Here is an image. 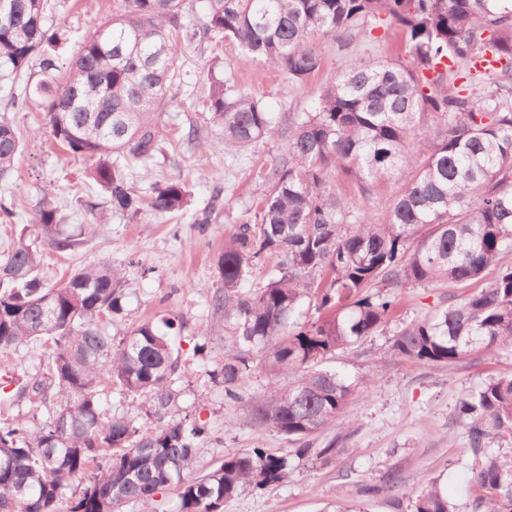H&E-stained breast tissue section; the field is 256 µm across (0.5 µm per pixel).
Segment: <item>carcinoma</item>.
Segmentation results:
<instances>
[{
  "label": "carcinoma",
  "instance_id": "obj_1",
  "mask_svg": "<svg viewBox=\"0 0 512 512\" xmlns=\"http://www.w3.org/2000/svg\"><path fill=\"white\" fill-rule=\"evenodd\" d=\"M0 24V86L10 105L44 103L58 146L90 162L87 176L105 196L84 202L134 217L184 212L191 186L177 178L135 190L127 171L161 151L158 122L181 83L180 40H232L252 60L303 87L322 67L316 37L339 41L373 19L403 31L408 62L369 59L320 88L318 107L288 129L280 160L254 215L236 225L218 260L223 287L224 360L214 375L225 397L261 358L284 381L249 398V422L296 445L298 458H332L341 449L345 404L354 384L322 367L336 350L384 329L396 311L388 286L447 283L472 288L492 266L494 279L398 330L400 359L442 367L489 350L512 351V0H204L205 18L186 0H117L112 20L86 34L68 68L48 0H10ZM492 56L493 86L473 91L476 62ZM38 66L43 79L18 80ZM465 81L461 87L456 80ZM68 108L57 97L72 90ZM224 149L240 151L271 132L260 99L215 79L204 101ZM22 148L19 129L0 117V181ZM354 188L336 191V175ZM398 186L378 212L364 206L378 183ZM75 245L56 210L42 208L33 232L0 255V357L21 345L46 350L42 377L17 381V393L46 410L39 423L0 421V512H155L172 490L177 512H220L224 500L282 482L290 460L253 448L224 455L199 472L209 423L172 415L180 352L174 335L145 320L120 341L110 332L123 310L124 274L108 260L53 285L39 277L43 247ZM276 273L242 291L254 269ZM315 316L293 321L303 306ZM141 397L153 426L103 405L105 389ZM471 452L473 512H512V370L490 377L458 405ZM334 428L322 447L312 437ZM507 443L494 452L491 443ZM412 512H453L439 483L414 493Z\"/></svg>",
  "mask_w": 512,
  "mask_h": 512
}]
</instances>
